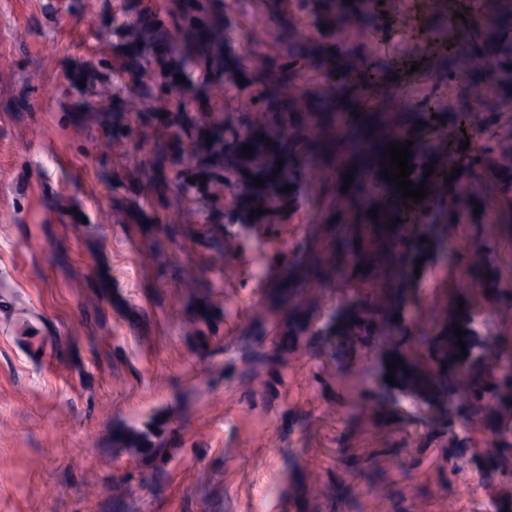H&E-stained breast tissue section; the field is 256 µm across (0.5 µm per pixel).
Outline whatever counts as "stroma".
Returning a JSON list of instances; mask_svg holds the SVG:
<instances>
[{"label": "stroma", "instance_id": "obj_1", "mask_svg": "<svg viewBox=\"0 0 512 512\" xmlns=\"http://www.w3.org/2000/svg\"><path fill=\"white\" fill-rule=\"evenodd\" d=\"M292 0H216L224 46L257 68L254 30L311 27ZM167 0H0V512H468L512 496L479 460L490 430L386 381L394 335L344 336L352 299L390 272L325 223L319 180L290 212L251 219L244 185L174 147L120 58ZM110 75L112 98L75 74ZM176 121L257 109L238 76L185 74ZM448 64L368 89L414 98ZM472 224L429 258L399 315L432 374L431 339L463 287ZM138 432L143 446L118 435ZM248 456H238V449Z\"/></svg>", "mask_w": 512, "mask_h": 512}]
</instances>
